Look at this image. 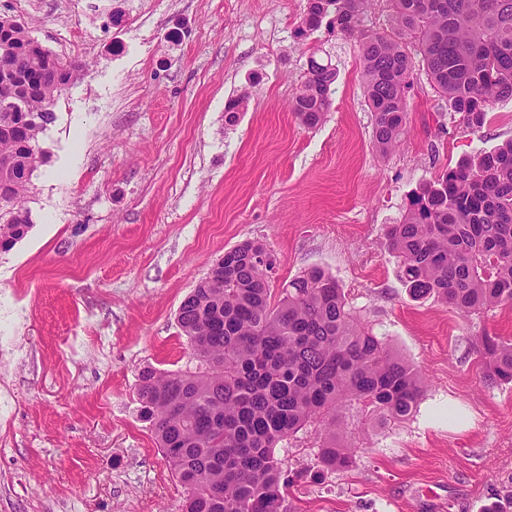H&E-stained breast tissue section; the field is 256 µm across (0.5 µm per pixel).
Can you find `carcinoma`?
Returning <instances> with one entry per match:
<instances>
[{
  "instance_id": "carcinoma-1",
  "label": "carcinoma",
  "mask_w": 512,
  "mask_h": 512,
  "mask_svg": "<svg viewBox=\"0 0 512 512\" xmlns=\"http://www.w3.org/2000/svg\"><path fill=\"white\" fill-rule=\"evenodd\" d=\"M373 2L307 0L297 36L325 24L357 41L381 153L401 143L417 65L451 119L472 130L512 99V0H388L393 26L383 32L363 28ZM26 38L14 22L0 42L8 72L36 86L27 111H0V162L17 178L0 193V252L32 227L26 193L44 158L39 136L75 69L46 48L27 52ZM336 76L331 64L309 61L292 103L303 125L324 121ZM385 239L413 298L434 296L463 316L512 306V140L423 182ZM274 264L258 242L224 252L177 316L197 370L140 375L141 414L187 489L181 512H288L280 443L314 425L324 434L319 466L345 471L355 449L336 443L342 407L384 425L406 419L421 399L420 371L353 314L335 277L312 268L276 296ZM473 347L486 382L512 383L511 342L484 335Z\"/></svg>"
}]
</instances>
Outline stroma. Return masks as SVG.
Returning <instances> with one entry per match:
<instances>
[{"label":"stroma","instance_id":"stroma-1","mask_svg":"<svg viewBox=\"0 0 512 512\" xmlns=\"http://www.w3.org/2000/svg\"><path fill=\"white\" fill-rule=\"evenodd\" d=\"M4 2L0 18L76 69L40 137L32 227L0 252V512H179L138 379L192 367L179 307L247 240L274 255V290L335 276L425 381L404 421L347 411L348 471L318 467L311 430L278 448L288 512H512V385L485 384L473 348L512 338V307L464 318L413 299L383 239L421 181L512 139V100L471 130L416 73L383 155L354 40L296 36L307 0ZM312 58L337 80L309 128L291 101Z\"/></svg>","mask_w":512,"mask_h":512}]
</instances>
